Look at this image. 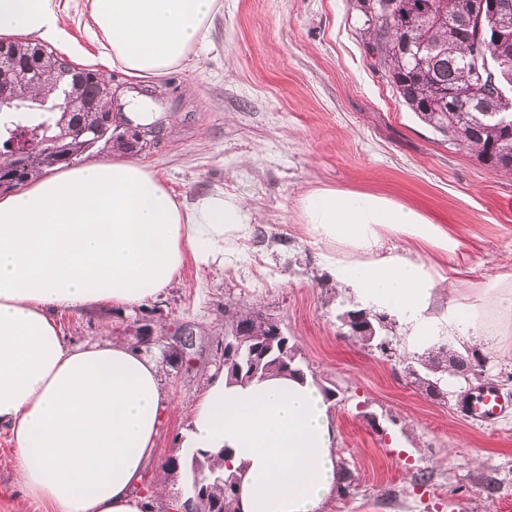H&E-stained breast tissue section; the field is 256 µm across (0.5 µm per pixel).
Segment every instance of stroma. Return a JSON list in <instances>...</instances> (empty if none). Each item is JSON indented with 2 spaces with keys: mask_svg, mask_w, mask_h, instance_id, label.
<instances>
[{
  "mask_svg": "<svg viewBox=\"0 0 512 512\" xmlns=\"http://www.w3.org/2000/svg\"><path fill=\"white\" fill-rule=\"evenodd\" d=\"M206 40L161 79L144 83L112 68L87 27V0H59L68 35L129 107L153 92L133 123L165 118L137 160L181 203L221 191L245 199L255 226L242 256L209 267L186 259L156 298L123 309L103 303L56 320L76 342L121 340L161 365L167 404L158 458L141 493L161 490L155 512L186 497L190 471L170 470L189 428V409L217 373V348L232 313L252 307L278 318L301 361L334 388L339 470L346 493L322 512H512V414L493 425L462 417L460 398L485 384L512 397V336L476 343L484 381L448 379L447 399L418 389L406 371L413 351L397 326L395 356L343 336L339 316L357 298L339 288L322 247L301 228L300 197L319 187L381 193L445 224L463 244L461 287L512 275V174L490 170L448 145L399 100L367 54L352 0H221ZM192 334L191 345L177 333ZM150 342L139 345L140 336ZM0 512H46L19 482L14 449L0 433Z\"/></svg>",
  "mask_w": 512,
  "mask_h": 512,
  "instance_id": "35a3bbf8",
  "label": "stroma"
}]
</instances>
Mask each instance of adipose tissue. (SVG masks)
Returning a JSON list of instances; mask_svg holds the SVG:
<instances>
[{
    "label": "adipose tissue",
    "mask_w": 512,
    "mask_h": 512,
    "mask_svg": "<svg viewBox=\"0 0 512 512\" xmlns=\"http://www.w3.org/2000/svg\"><path fill=\"white\" fill-rule=\"evenodd\" d=\"M219 0H89L105 58L159 79L204 41ZM68 45L57 0H0V37ZM341 287L409 324L416 345L498 340L512 328V280L472 293L447 273L461 242L390 196L331 187L301 201ZM254 232L244 199L176 202L132 159L47 172L0 198V433L25 495L47 512H149L138 494L166 407L160 366L123 341L75 343L57 313L134 308L177 278L186 258L221 265ZM394 240L383 251L385 240ZM446 306H438V299ZM182 445L216 452L240 479L237 512H321L339 481L331 404L311 378L237 383L218 376L190 410Z\"/></svg>",
    "instance_id": "ef3b65f1"
}]
</instances>
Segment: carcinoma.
<instances>
[{"instance_id": "1", "label": "carcinoma", "mask_w": 512, "mask_h": 512, "mask_svg": "<svg viewBox=\"0 0 512 512\" xmlns=\"http://www.w3.org/2000/svg\"><path fill=\"white\" fill-rule=\"evenodd\" d=\"M363 20L366 50L373 66L381 71L399 99L419 119L446 138L448 144L474 155L494 171L512 172V129L497 116L495 98L475 79L476 66L504 56L512 60V8L496 10L482 22L470 19L467 0H354ZM502 41H494L495 31ZM55 50L39 42H0V56L12 59L13 69L0 80V94L21 102L53 104L63 93L57 83L70 86V98L90 103L93 112H62L47 109L0 112V193L9 192L39 173L55 166H70L82 154L109 148L137 155L143 147L117 132L108 119L112 84L99 73L78 71L64 56L56 57L55 72L40 80L33 68L40 51ZM348 337L383 354L391 352L384 334L393 318L367 308L348 309L340 316ZM271 316L253 309L237 311L231 323L242 326L238 337L237 367L226 369L236 381L262 379L277 372L305 376L297 347L281 354L276 337L270 335ZM482 362L476 350L462 354L448 343L432 345L407 364L414 383L433 396L432 386H441L444 374L465 378L472 361ZM196 449L185 461L206 492L208 512H237L236 491L228 487L239 478L224 471L223 455Z\"/></svg>"}]
</instances>
